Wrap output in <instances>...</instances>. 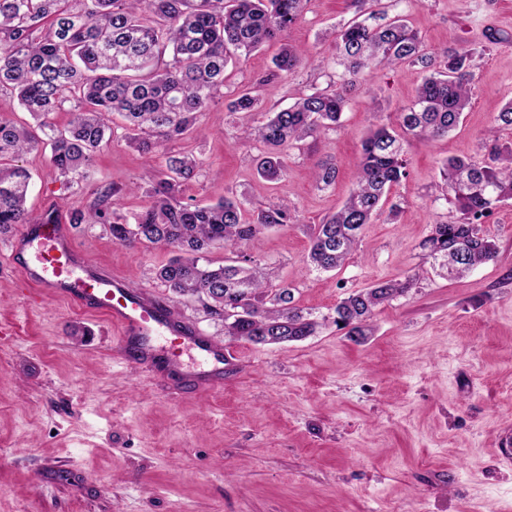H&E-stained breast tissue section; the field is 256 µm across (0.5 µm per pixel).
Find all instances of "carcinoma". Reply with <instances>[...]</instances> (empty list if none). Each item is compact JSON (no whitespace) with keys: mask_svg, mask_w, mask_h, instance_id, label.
Segmentation results:
<instances>
[{"mask_svg":"<svg viewBox=\"0 0 512 512\" xmlns=\"http://www.w3.org/2000/svg\"><path fill=\"white\" fill-rule=\"evenodd\" d=\"M309 0H0V94L14 98L36 121L33 127L0 116V230L30 223L26 198L31 174L17 164L26 152L50 147V163L62 177L85 180L96 154L114 137L110 115L125 120L127 138L150 150L189 137L198 114L224 88V69L263 45L281 40L269 74L242 90L229 109L260 107V90L311 61L307 51L284 39ZM355 17L335 33L334 64L342 68L332 90H317L277 112L250 135L264 146L256 171L267 180L287 169L288 150L336 129L347 101L366 72L402 64L420 65L425 75L411 102L398 113L401 132L382 125L362 142L356 187L343 205L310 228L309 265L342 267L365 225L380 214L383 198L407 176L404 136L434 140L456 129L471 100L474 78L468 50L429 52L417 32L395 16L363 10L351 0ZM70 114L63 128L53 122ZM512 131V102L493 117L488 131L489 161L462 158L442 163L445 192L459 221L435 224L422 243L428 256L460 277L497 258L494 241L479 224L497 206L512 200V147L497 133ZM189 154L168 151L164 165L148 175L149 206L133 222L108 221L105 206L123 193L108 187L96 205L71 214L73 224H109L112 239L128 247L164 246L174 256L157 279L178 297L193 298L222 326L224 337L254 344H283L314 336L328 323L346 336H368L373 310L406 294L415 277L378 283L340 300L322 318L298 307L295 288L272 283L260 264L217 265L207 258L221 245L235 249L261 231L284 227L292 208L272 203L248 211L233 196L207 205L181 200L183 186L196 176ZM315 181L325 186L336 166L319 160Z\"/></svg>","mask_w":512,"mask_h":512,"instance_id":"carcinoma-1","label":"carcinoma"}]
</instances>
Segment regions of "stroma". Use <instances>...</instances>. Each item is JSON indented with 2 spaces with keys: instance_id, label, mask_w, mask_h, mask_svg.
<instances>
[{
  "instance_id": "stroma-1",
  "label": "stroma",
  "mask_w": 512,
  "mask_h": 512,
  "mask_svg": "<svg viewBox=\"0 0 512 512\" xmlns=\"http://www.w3.org/2000/svg\"><path fill=\"white\" fill-rule=\"evenodd\" d=\"M430 50L469 49L474 86L458 128L435 140L406 137L408 175L385 202L395 216L365 226L348 263L306 271L307 229L336 211L355 187L360 144L395 126L424 72L383 69L349 96L340 127L289 151L283 176L254 169L249 138L267 111L329 87L334 30L353 16L349 0H309L289 43L323 68L303 67L269 86L259 111H230L236 94L265 75L279 42L228 65L224 88L201 115L198 138L173 143L199 162L184 202L233 193L256 207L285 200L295 218L257 234L239 254L296 286L298 305L331 314L350 293L415 276L404 296L378 307L372 333L349 340L328 325L284 344L232 342L236 370L211 392H178L171 377L121 361L105 321L56 296L21 287L0 262V512H512V200L481 226L496 261L450 280L432 270L422 242L458 213L440 193L446 159L483 162L485 134L512 101V0H382ZM50 152L24 155L32 174L27 207L84 210L97 190L127 188L161 165L119 138L95 157L92 181L53 174ZM337 168L317 188L312 168ZM94 264L159 295L208 336L220 327L194 300L156 279L171 253L130 249L104 224L73 227Z\"/></svg>"
}]
</instances>
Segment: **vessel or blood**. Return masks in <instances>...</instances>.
<instances>
[{
	"label": "vessel or blood",
	"mask_w": 512,
	"mask_h": 512,
	"mask_svg": "<svg viewBox=\"0 0 512 512\" xmlns=\"http://www.w3.org/2000/svg\"><path fill=\"white\" fill-rule=\"evenodd\" d=\"M24 287L56 295L78 310L104 318L119 333L122 360L145 364L176 378L185 389H213L224 382L230 350L217 346L157 297L129 288L115 273L98 271L82 259L60 209L47 207L13 238L7 257ZM171 347L157 349L159 338ZM194 349L202 359L195 375L180 373L178 347Z\"/></svg>",
	"instance_id": "b4317fda"
}]
</instances>
